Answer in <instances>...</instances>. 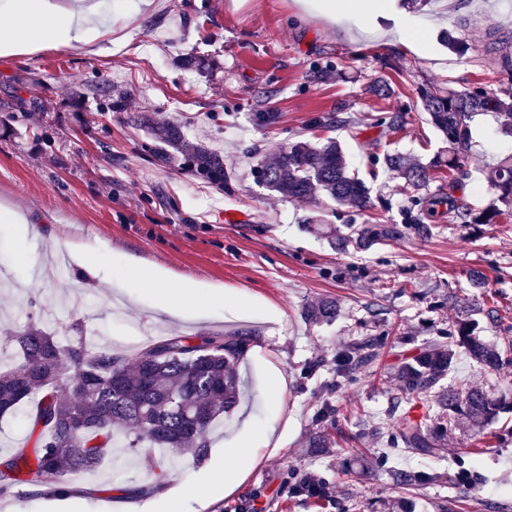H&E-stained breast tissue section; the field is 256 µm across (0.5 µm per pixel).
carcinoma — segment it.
<instances>
[{
    "label": "carcinoma",
    "mask_w": 512,
    "mask_h": 512,
    "mask_svg": "<svg viewBox=\"0 0 512 512\" xmlns=\"http://www.w3.org/2000/svg\"><path fill=\"white\" fill-rule=\"evenodd\" d=\"M370 93L385 102L392 99L395 90L388 81L375 80ZM416 93L421 110L446 146L428 163L387 150L375 159L402 181L400 189L411 204L404 212L405 223L428 236L438 214L448 216L450 224H495L498 217L511 215V154L486 172L487 181L497 192L495 204L481 208L450 195H430L427 190L433 175L462 171L473 117L494 113L501 131L512 136V86H421ZM130 120L146 129L159 165L172 166L181 155L188 160L193 175L220 190L230 189L231 174L224 157L201 144L186 142L181 126L148 115H134ZM255 178L263 188L290 198L326 197L361 214L373 209L369 187L349 171L334 138L322 144H289L273 162L257 166ZM306 227L340 251L366 250L402 235V226L392 219L353 225L347 234L336 233L321 219H308ZM337 316L338 308L332 301H322L305 311V319L312 324L330 322ZM72 330L75 336L65 348L37 322L12 333L21 359L0 373V416L32 403L29 419L35 440L33 455L21 448L0 462L1 488L33 480L54 493L68 492L71 481L99 468L120 430L125 448L149 468L154 467V459L148 449L156 446L189 455L197 462L204 460L211 427L238 404L236 366L246 348L245 340L222 333L207 334L197 343L186 336H170L137 352L128 365L110 348L88 346L81 319L73 321ZM375 346L367 339L352 347L338 359V372L370 363ZM458 348L478 366L512 365V340L502 345L486 342L472 310L463 308L448 329V347L436 343L400 366V392L407 400L430 402L434 425L451 432L467 423L480 434L500 415L512 412V397L495 396L480 386L441 387L440 382L453 368ZM65 364L70 375L63 379ZM396 442L423 456L441 453L425 419L406 417ZM432 479L428 473L397 471L393 475L395 485L402 489Z\"/></svg>",
    "instance_id": "cac0c4a2"
}]
</instances>
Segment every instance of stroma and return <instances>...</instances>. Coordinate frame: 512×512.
Wrapping results in <instances>:
<instances>
[{"label": "stroma", "instance_id": "1", "mask_svg": "<svg viewBox=\"0 0 512 512\" xmlns=\"http://www.w3.org/2000/svg\"><path fill=\"white\" fill-rule=\"evenodd\" d=\"M328 0H96L90 43L24 48L0 53V372L16 351L9 335L32 319L60 345L73 337L72 311L84 314L93 347L132 356L129 344L153 345L172 335L209 332L245 338L239 374L247 400L215 425L202 462L171 456L162 472L128 452L109 454L84 474L68 498L28 483L0 491V512H162L166 495L188 490L184 512H387L397 496L391 474L420 471L432 481L408 491L413 512H512V414L496 424L502 439L441 432L439 457L385 446L401 414L427 416L419 401L393 409L397 367L423 344L447 335L461 298L479 312L485 340L512 337V220L497 224L437 223L432 236L404 230L396 240L361 252H340L306 231L313 211L347 232L360 216L335 213L333 202L281 197L258 187L253 165L271 161L297 140L333 137L350 167L374 195L375 213L402 221L408 205L389 172L375 165L383 147L428 160L442 148L439 132L415 105L421 84L500 87L506 77L484 52L489 41L512 52V11L501 0H387L367 15L347 12L330 20ZM417 25L418 44L400 35ZM465 41L464 54L443 44L447 33ZM197 56L204 69L187 67ZM330 69L325 83L307 78L310 67ZM406 120L393 135L372 122L383 107L369 92L372 78L396 80ZM39 98V109L20 100ZM122 100L123 111L109 104ZM280 112L277 123L257 113ZM159 113L177 121L188 141L221 153L231 187L219 190L181 167H160L152 142L127 117ZM335 112V129L315 127ZM466 177L434 180L429 190L485 206L495 192L481 171L512 154V138L498 133L488 113L470 123ZM34 227L23 237L18 219ZM93 249L98 266L73 255ZM140 259L141 277L163 269L171 287L193 281L199 297L223 289L250 302L232 315L224 301L206 315L182 317L157 308L149 286L127 285L125 260ZM484 285H470L471 275ZM336 301L340 314L313 325L305 309ZM374 338L370 365L337 377V353ZM448 380L496 384L512 393V366L482 369L464 354ZM278 371L285 387L271 397L266 379ZM336 408L331 448L311 447L313 416L323 401ZM381 427L382 436L372 435ZM274 428L272 445H258L256 462L233 492H225L224 450L246 428ZM26 408L0 417V460L32 448ZM482 483L464 491L448 481L458 467ZM323 478L332 496L292 495L293 474Z\"/></svg>", "mask_w": 512, "mask_h": 512}]
</instances>
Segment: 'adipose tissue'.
Instances as JSON below:
<instances>
[{"mask_svg":"<svg viewBox=\"0 0 512 512\" xmlns=\"http://www.w3.org/2000/svg\"><path fill=\"white\" fill-rule=\"evenodd\" d=\"M16 22L0 27V51L11 52L33 45H63L83 42L92 37L90 26L76 23L72 13L57 10L49 0H9ZM152 285L164 311L177 314L184 310L200 311L208 301L221 300L215 291L209 300L197 298L190 289L171 288L166 284L164 272H156Z\"/></svg>","mask_w":512,"mask_h":512,"instance_id":"1","label":"adipose tissue"}]
</instances>
